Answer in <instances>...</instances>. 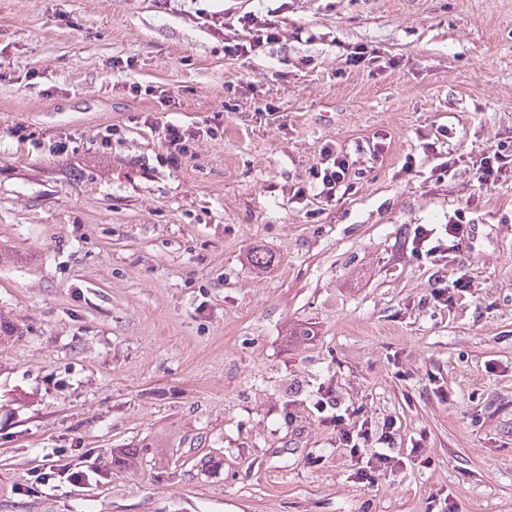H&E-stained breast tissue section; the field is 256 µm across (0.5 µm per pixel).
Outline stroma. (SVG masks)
Wrapping results in <instances>:
<instances>
[{
  "mask_svg": "<svg viewBox=\"0 0 512 512\" xmlns=\"http://www.w3.org/2000/svg\"><path fill=\"white\" fill-rule=\"evenodd\" d=\"M270 10L280 42L225 58ZM355 44L401 64L343 72ZM0 72V512H512V185L431 180L422 152L512 140V0H0ZM169 121L218 132L172 164ZM326 145L353 194L292 198ZM466 205L457 255L412 256ZM327 386L397 420L374 488ZM56 448L84 480L24 492Z\"/></svg>",
  "mask_w": 512,
  "mask_h": 512,
  "instance_id": "1",
  "label": "stroma"
}]
</instances>
